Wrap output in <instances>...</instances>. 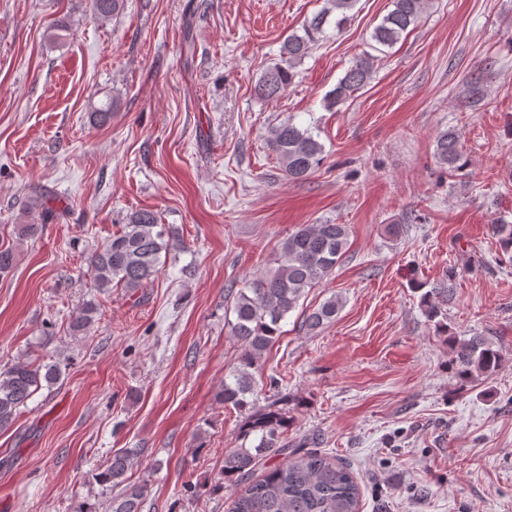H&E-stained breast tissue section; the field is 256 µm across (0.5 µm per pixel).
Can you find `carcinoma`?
I'll use <instances>...</instances> for the list:
<instances>
[{
	"instance_id": "carcinoma-1",
	"label": "carcinoma",
	"mask_w": 512,
	"mask_h": 512,
	"mask_svg": "<svg viewBox=\"0 0 512 512\" xmlns=\"http://www.w3.org/2000/svg\"><path fill=\"white\" fill-rule=\"evenodd\" d=\"M357 0H324V6L302 26L303 34L291 33L282 44L280 63L269 68L256 87L267 101L277 98L292 82L296 65L325 33V25L335 18L336 30L349 20ZM430 0H392V9L382 18L372 39L393 47L409 28L416 27L427 12ZM124 0H91L92 17L106 22L118 14ZM374 72V56L356 58L327 96V107L344 103L352 93L367 84ZM271 146L286 176L293 182L310 177L324 160V147L312 128H300L291 120L270 130ZM435 158L450 171L466 167L467 158L456 133L446 130L436 137ZM349 230L345 224H300L281 243L275 267L231 292L233 335L244 349L239 365L233 367L217 394L226 407L242 410L247 396L254 392L251 369L281 336V323L299 304L306 290L326 280L347 250ZM183 248L179 229L162 224L147 209L129 214L127 223L101 248L88 257L93 286L101 291L117 285L128 290L145 287L162 264V256ZM454 272L448 282L421 296L428 318L442 315L438 298L453 294ZM342 301L332 296L305 318V327L314 330L333 320ZM98 308L92 302L76 313L71 330L80 333L95 323ZM452 351L451 364L459 378L489 379L502 365V356L487 336L447 337ZM62 372L54 363L32 364L17 360L0 368V430L14 423L20 409L43 386H51ZM288 418L271 404L245 417L237 438L241 445L224 453L223 483L237 489L231 512H359L360 488L353 472L336 459L317 450H288L285 433ZM288 452L278 465L255 481L249 477L260 461L271 454ZM141 451L119 448L112 453L98 474L100 483L118 490L108 504V512H143L148 497V480L130 481L128 472L137 464Z\"/></svg>"
}]
</instances>
